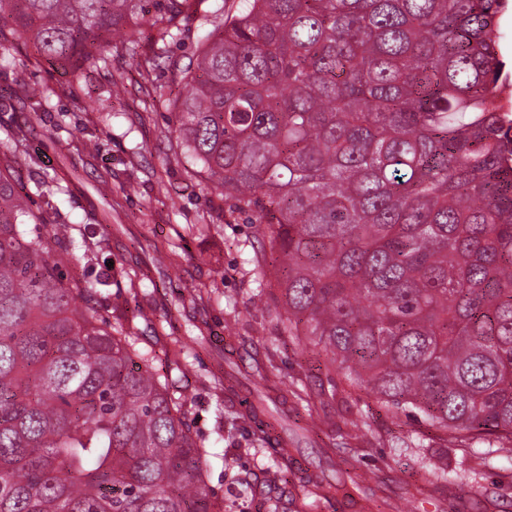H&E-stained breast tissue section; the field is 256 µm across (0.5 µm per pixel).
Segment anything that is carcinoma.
Instances as JSON below:
<instances>
[{"label":"carcinoma","mask_w":512,"mask_h":512,"mask_svg":"<svg viewBox=\"0 0 512 512\" xmlns=\"http://www.w3.org/2000/svg\"><path fill=\"white\" fill-rule=\"evenodd\" d=\"M0 0L48 59L101 67L105 35L177 36L197 0ZM185 75L183 148L260 224L258 283L346 380L469 445L512 453V75L506 0H246ZM0 164V512H226L173 380L109 322L106 279L68 276L59 235ZM269 396L239 401L268 414ZM508 1L507 9L499 17L500 51L507 63V69H512V0Z\"/></svg>","instance_id":"1"}]
</instances>
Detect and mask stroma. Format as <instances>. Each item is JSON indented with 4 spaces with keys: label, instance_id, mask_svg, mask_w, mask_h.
Masks as SVG:
<instances>
[{
    "label": "stroma",
    "instance_id": "stroma-1",
    "mask_svg": "<svg viewBox=\"0 0 512 512\" xmlns=\"http://www.w3.org/2000/svg\"><path fill=\"white\" fill-rule=\"evenodd\" d=\"M242 6L200 0L154 69L142 65L148 39L131 54L126 32L114 33L107 65L80 79L0 29V127L24 126L20 151L36 159L18 166L17 190L52 195L43 217L70 225L60 246L76 273L93 279L121 264L146 283L136 295L124 279L104 287L95 311L110 321L143 308L151 320L140 332L157 355L181 340L187 418L214 451L206 482L217 497L240 478L253 486L248 512H266L271 498L278 512H369L372 499L383 512H512L511 455L485 441L447 442L423 418L389 412L374 392L350 386L308 337L284 330L276 289L253 306L259 227L206 188L177 137L174 107L223 11ZM33 85L48 91L38 106L25 97ZM228 372L241 394L269 392L287 455L237 416Z\"/></svg>",
    "mask_w": 512,
    "mask_h": 512
}]
</instances>
